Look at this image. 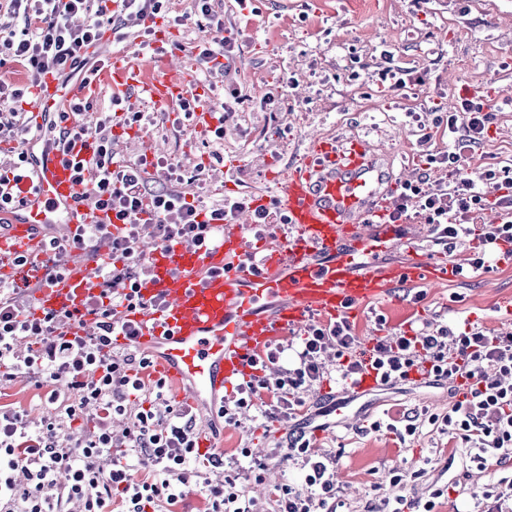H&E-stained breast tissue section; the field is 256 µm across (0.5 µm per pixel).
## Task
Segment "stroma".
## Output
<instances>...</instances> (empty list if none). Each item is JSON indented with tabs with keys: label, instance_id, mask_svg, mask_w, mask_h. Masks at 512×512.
<instances>
[{
	"label": "stroma",
	"instance_id": "1",
	"mask_svg": "<svg viewBox=\"0 0 512 512\" xmlns=\"http://www.w3.org/2000/svg\"><path fill=\"white\" fill-rule=\"evenodd\" d=\"M220 29L200 28L195 0H168L169 48L183 58L175 70L190 76L202 105L224 114V136L215 138L204 125L177 122L176 112L156 109L140 92L123 95L121 111L143 112L150 122L132 130L115 126L112 148L137 161L163 157L210 207L224 197L274 194L289 167L312 159L309 142L317 136L349 138L369 135L375 149L390 156L392 194L402 180H447L448 171L426 167L420 158L418 124H430L428 110L441 99L454 102L475 91L489 96L512 90V0H211ZM232 38L233 56L223 69L203 76L195 60L196 44L216 35ZM421 74L423 84L382 93L368 79L385 65L386 55ZM274 103H265L267 93ZM512 167V111L498 113L487 137L466 166ZM398 302L357 307L347 318L363 348L393 330L423 324L463 330L475 324L494 333H512L502 323V305H512V255L503 254L493 270L427 288L398 293ZM385 317L376 323L375 314ZM46 388L36 387L31 371H16L0 386V407L27 415L32 425L53 414ZM270 393L255 397L237 424L216 418L207 452L225 462L251 449L265 465L262 481L241 475L240 490L253 498L256 512H273L283 481L303 487L305 472L288 460L286 437L265 438L267 422L258 407ZM456 401L447 382L425 377L377 390L354 401L359 418L352 425L311 436L313 448L335 464L337 512H381L384 497L427 499L444 488L434 512H472L475 495L498 479L512 475V458L480 468L455 454L451 435L423 426L419 435L399 440L373 430L383 414L413 415L421 410L444 413ZM427 460L417 475L419 460Z\"/></svg>",
	"mask_w": 512,
	"mask_h": 512
}]
</instances>
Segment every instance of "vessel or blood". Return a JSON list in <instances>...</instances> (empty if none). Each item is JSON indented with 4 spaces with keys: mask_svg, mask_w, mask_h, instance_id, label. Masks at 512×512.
Here are the masks:
<instances>
[{
    "mask_svg": "<svg viewBox=\"0 0 512 512\" xmlns=\"http://www.w3.org/2000/svg\"><path fill=\"white\" fill-rule=\"evenodd\" d=\"M101 64L90 83L69 84L46 72L37 80L32 106L40 123L53 122L68 100L107 87L112 92L142 91L158 108L171 107L189 86L166 66L144 67L137 59L90 47ZM26 175L1 191L17 197L0 211V264L15 255L36 254L44 234L77 233L83 224L120 221L87 197L97 177L91 149L76 144L62 155L39 137L23 142ZM315 164L289 170L276 196L258 206L284 210L294 233L286 248L268 249L260 273L246 263L241 225H225L211 248L177 243L148 251L149 273L138 284L144 304L130 313L141 327L133 344L149 349L179 394L218 403L225 387L254 375V363L275 336L311 316L337 317L350 307L392 298L402 288H417L453 278L454 263L419 260L405 266L374 263L376 254L394 248L395 225L385 223L390 202L384 184L387 154L363 138L314 139ZM94 259L68 262L60 280L35 295L37 310L65 312L81 307L96 283ZM162 299L160 308L151 299Z\"/></svg>",
    "mask_w": 512,
    "mask_h": 512,
    "instance_id": "obj_1",
    "label": "vessel or blood"
}]
</instances>
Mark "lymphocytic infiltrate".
<instances>
[{
  "mask_svg": "<svg viewBox=\"0 0 512 512\" xmlns=\"http://www.w3.org/2000/svg\"><path fill=\"white\" fill-rule=\"evenodd\" d=\"M8 0L7 12L22 16V32L0 36V59L73 75L86 64L84 50L98 41L104 27H111L115 40H123L120 20L126 16L156 19L164 15V0ZM488 95L475 92L457 100L452 108L436 107L432 123L447 128L448 149L425 151L427 164L447 167L448 184L432 187L427 182L404 184L401 202L389 215L396 224L416 209L430 224L434 245L452 251L477 237L479 244L466 259L468 273L490 270L494 251L512 247V171L483 166L476 172L462 164L467 154L482 142L501 108ZM50 131L61 151L76 142L92 140L98 176L92 191L99 208L122 221L121 235H112L109 225L87 224L74 245L98 251L107 247L108 259L96 270L97 295L83 309L35 313L26 289L0 280V384L10 382L16 370L26 368L42 383H63V392L49 391L54 415L44 418L38 432H30L23 415L0 410V512H68L78 499L84 512H112L113 496H120L124 512H167L180 503L189 485H196L208 500V512H252L251 501L234 479L209 481L206 470L224 465V457L201 456L196 417L184 406L157 410L164 401L163 381H151V358L114 354V340L138 336L140 327L123 316L141 304L137 281L144 274L140 245L152 240L161 245L186 239L199 246L214 245L221 224L233 222L245 208L247 198L225 197L218 208H206L187 193L149 188L147 168L167 178L176 169L165 160L117 159L112 150V115L104 113L95 127L70 122L59 113ZM492 183L500 194L487 200L481 188ZM501 214V221H483L485 210ZM91 316L96 331L91 335H68L70 322ZM359 341L346 318L311 325L300 338H292L265 353L270 374L250 377L236 389L232 406L221 409L225 422L235 420L238 409L251 406L254 395L265 390L277 402L264 410L269 421L296 414L304 389L324 377L322 355L335 347L339 359L338 379L349 383L365 368L377 370L382 384L407 380L413 370L428 369L430 375L448 383H462L466 391L448 413L430 416V424L455 434L459 449L481 465L512 455V334H495L480 326L453 332L448 327L423 326L377 338L370 361L357 354ZM141 394L144 405L129 411L127 397ZM128 419L130 452L124 460L112 455V420ZM94 420L91 433L62 448L58 439L79 418ZM291 458L307 467L305 489L282 485L278 512H321L335 490L334 472L304 435L289 438ZM145 479H137L140 470ZM25 485H18L16 473Z\"/></svg>",
  "mask_w": 512,
  "mask_h": 512,
  "instance_id": "1",
  "label": "lymphocytic infiltrate"
}]
</instances>
